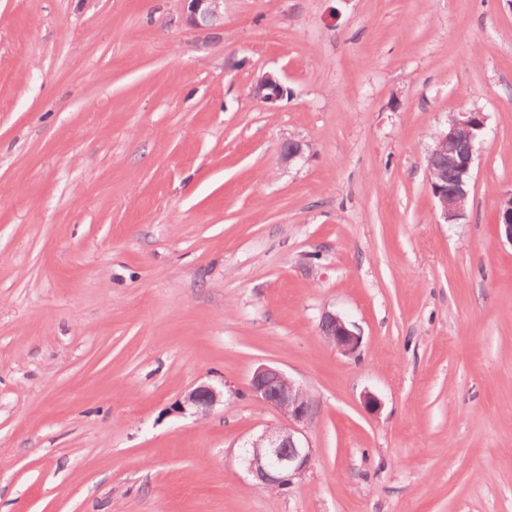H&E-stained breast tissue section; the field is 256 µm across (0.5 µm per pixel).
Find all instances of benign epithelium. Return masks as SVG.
<instances>
[{
    "instance_id": "7a95c632",
    "label": "benign epithelium",
    "mask_w": 512,
    "mask_h": 512,
    "mask_svg": "<svg viewBox=\"0 0 512 512\" xmlns=\"http://www.w3.org/2000/svg\"><path fill=\"white\" fill-rule=\"evenodd\" d=\"M188 21L194 26L213 25L224 16V0H184ZM253 94L273 104L286 96L288 88L271 74L258 77ZM487 117L482 112H458L449 117L445 130L434 138L427 152V170L431 175V193L440 202V217L446 224H457L466 217L470 200L473 165L486 129ZM304 159V145L288 140L281 147V161L292 163ZM499 239L512 245V192L502 195L497 204ZM320 332L338 352L354 355L363 336L359 328L344 317L325 312L320 319ZM252 396L275 409L284 418L280 425H269L242 444L241 462L258 485L282 489L300 479L309 469L313 448L301 425L307 422L311 403L306 392L280 368L259 365L248 382ZM224 402V390L211 384H200L188 392L185 403L206 415Z\"/></svg>"
}]
</instances>
